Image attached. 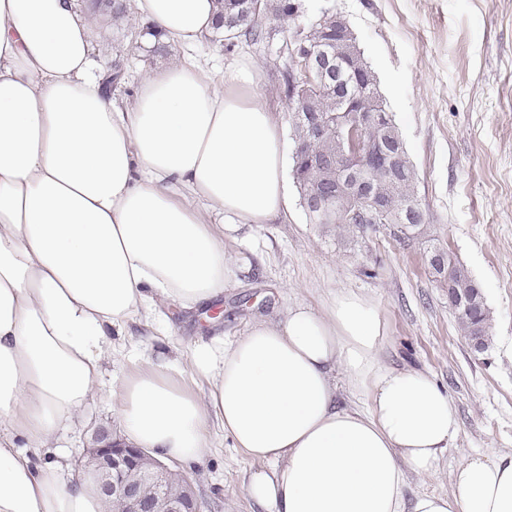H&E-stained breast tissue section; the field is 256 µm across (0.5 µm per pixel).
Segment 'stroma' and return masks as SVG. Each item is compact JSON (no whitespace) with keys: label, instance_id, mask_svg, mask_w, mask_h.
<instances>
[{"label":"stroma","instance_id":"1","mask_svg":"<svg viewBox=\"0 0 512 512\" xmlns=\"http://www.w3.org/2000/svg\"><path fill=\"white\" fill-rule=\"evenodd\" d=\"M339 14L377 80L417 172L416 191L427 222L400 241L393 224L365 227L343 239L330 224L310 223L296 185L285 216L264 224H228L224 250L233 276L211 305L186 310L159 305L153 321L130 324L113 339V356L94 380L95 395L81 416L65 423L44 460L65 458L77 474L84 448L101 428L119 432L113 394L137 349L151 361L188 367L192 348L216 333L244 335L255 317H284L289 306L322 309L330 293L368 296L384 320L388 340L380 360L432 375L456 404L460 430L434 471L409 474L406 495H448L465 459L512 452V0H305L295 20L304 26L324 10ZM111 10L94 13L89 38L98 69L120 61L123 77L112 95L130 109L146 74L194 61L214 71L250 62L256 92L273 107L283 139L292 134L280 88L278 43L239 45L201 40L195 46H153L131 39ZM439 247L462 263L490 311L489 344L471 350L448 307V291L434 281L428 254ZM171 335H164V328ZM211 452L179 463L194 483L204 512H264L246 482L258 464L236 448L217 422L209 424Z\"/></svg>","mask_w":512,"mask_h":512}]
</instances>
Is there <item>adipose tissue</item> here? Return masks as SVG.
<instances>
[{"label": "adipose tissue", "instance_id": "1", "mask_svg": "<svg viewBox=\"0 0 512 512\" xmlns=\"http://www.w3.org/2000/svg\"><path fill=\"white\" fill-rule=\"evenodd\" d=\"M161 41L200 42L214 0H134ZM77 0H0V512H103L94 488L39 451L91 398L112 336L156 300L195 308L232 275L224 222L287 214L279 125L252 65L214 79L197 63L147 74L120 110L93 72ZM387 328L343 290L244 336L191 352L205 396L167 362L127 375L115 412L127 440L203 461L217 420L258 470L269 512H512V453L457 467L451 495L407 499L460 426L433 377L382 365ZM365 407H338L336 375Z\"/></svg>", "mask_w": 512, "mask_h": 512}]
</instances>
